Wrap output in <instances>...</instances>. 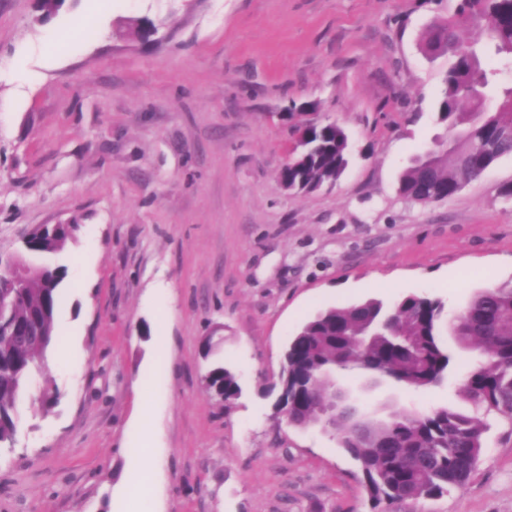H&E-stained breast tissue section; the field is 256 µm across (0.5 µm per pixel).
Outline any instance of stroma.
Segmentation results:
<instances>
[{"mask_svg":"<svg viewBox=\"0 0 512 512\" xmlns=\"http://www.w3.org/2000/svg\"><path fill=\"white\" fill-rule=\"evenodd\" d=\"M456 0H0V257L77 222L56 331L0 451V512H142L123 485L134 423L152 434L160 512H372L330 429L276 413L282 355L319 311L408 294L461 311L512 280V155L451 199L403 200L399 180L446 128L448 67L420 38ZM153 23L154 34L141 28ZM67 36L48 43L49 32ZM342 126L335 184L282 188L280 114ZM219 344L204 355L201 340ZM164 356L162 379L154 360ZM472 353L424 394L343 372L376 417L461 407ZM241 395L205 392L209 363ZM54 384L59 400L37 396ZM394 512H512V443L490 442L471 484Z\"/></svg>","mask_w":512,"mask_h":512,"instance_id":"1","label":"stroma"}]
</instances>
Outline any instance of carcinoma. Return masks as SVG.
Returning a JSON list of instances; mask_svg holds the SVG:
<instances>
[{
    "label": "carcinoma",
    "mask_w": 512,
    "mask_h": 512,
    "mask_svg": "<svg viewBox=\"0 0 512 512\" xmlns=\"http://www.w3.org/2000/svg\"><path fill=\"white\" fill-rule=\"evenodd\" d=\"M466 30L470 38H460ZM491 47L499 62L512 64V0H458L454 12L427 30L426 55L448 58L438 120L453 133L442 152L413 159L399 194L419 204L453 198L492 163L512 155V86L498 87V69L482 65ZM501 107L485 111L492 92ZM297 140L281 172L290 190L333 184L348 164V137L336 123L293 126ZM76 224L38 228L22 244L21 287L0 293V449L15 447L17 399L41 372L55 339L62 267L36 264L33 257L61 251ZM475 349L480 359L458 395L469 406L424 412L392 410L385 420L365 417L356 401L327 412L339 391L330 375L357 369L392 380L406 391L424 393L443 383L453 351ZM276 406L288 409L295 427L323 420L360 465L373 512L394 502L447 494L473 480L486 447L489 421L512 439V280L477 291L452 317L438 298L409 294L394 305L368 299L330 308L306 322L284 354ZM207 392L224 402L241 392L238 378L217 364L204 375Z\"/></svg>",
    "instance_id": "carcinoma-1"
}]
</instances>
